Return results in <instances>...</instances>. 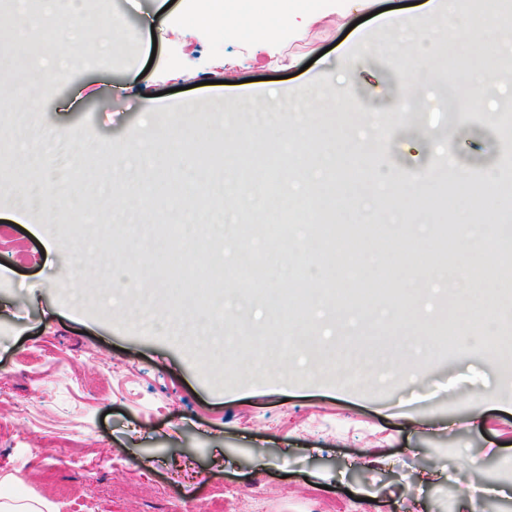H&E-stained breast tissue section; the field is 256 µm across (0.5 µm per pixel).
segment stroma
I'll use <instances>...</instances> for the list:
<instances>
[{
    "label": "stroma",
    "mask_w": 512,
    "mask_h": 512,
    "mask_svg": "<svg viewBox=\"0 0 512 512\" xmlns=\"http://www.w3.org/2000/svg\"><path fill=\"white\" fill-rule=\"evenodd\" d=\"M178 11L109 0L57 38L25 25L44 17L40 0L0 10V109L14 116L0 121V475L59 512H82L84 490L95 512H172L218 488L262 512H460L448 492L465 486L475 512H512V372L460 357L473 337L449 320L448 294L399 314L432 267L468 287L460 257L396 258L365 240L350 261L347 238L320 239L324 223L391 224L385 188L447 196V212L401 215L419 241L473 185L512 193V94L463 101L458 135L440 103L438 32L424 29L412 45L426 65L420 121L378 125L412 90L374 19L376 47L352 70L356 34L332 17L286 46V69ZM338 80L351 86L347 126L327 118ZM59 145L63 178L33 172L32 155ZM229 168L252 195L227 209L215 184ZM25 179L43 203L18 220ZM240 224L258 231L242 240ZM178 249L175 274L165 260ZM201 267L203 298L183 286ZM382 278L389 293L365 299ZM321 300L350 327L274 353L281 328L317 323ZM404 322L429 365L412 379Z\"/></svg>",
    "instance_id": "obj_1"
}]
</instances>
